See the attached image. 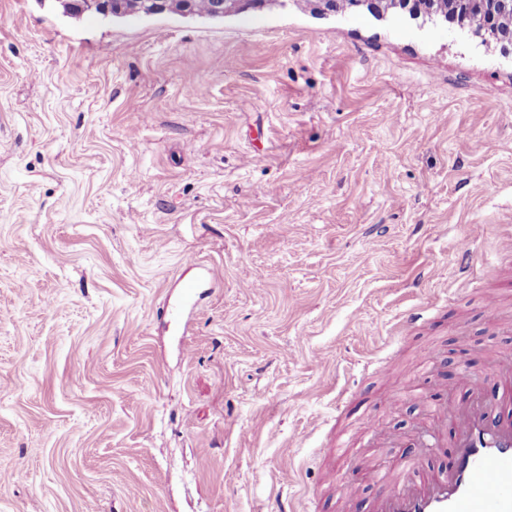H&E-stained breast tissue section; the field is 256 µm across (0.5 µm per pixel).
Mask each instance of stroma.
Returning <instances> with one entry per match:
<instances>
[{"mask_svg": "<svg viewBox=\"0 0 512 512\" xmlns=\"http://www.w3.org/2000/svg\"><path fill=\"white\" fill-rule=\"evenodd\" d=\"M508 232L512 60L460 31L0 0V512H371L401 454L452 463L417 442L450 372L497 396ZM188 254L217 280L174 334Z\"/></svg>", "mask_w": 512, "mask_h": 512, "instance_id": "obj_1", "label": "stroma"}]
</instances>
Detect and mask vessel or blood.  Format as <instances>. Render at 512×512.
I'll list each match as a JSON object with an SVG mask.
<instances>
[{
    "label": "vessel or blood",
    "instance_id": "obj_1",
    "mask_svg": "<svg viewBox=\"0 0 512 512\" xmlns=\"http://www.w3.org/2000/svg\"><path fill=\"white\" fill-rule=\"evenodd\" d=\"M183 265L197 271L181 284L184 304L194 303L214 272L193 255ZM445 429L454 437L453 466L435 472L419 459L401 460L397 478L384 483L375 512H512V416H494L475 393L469 403L439 411L433 429L423 435L426 444L437 445Z\"/></svg>",
    "mask_w": 512,
    "mask_h": 512
}]
</instances>
